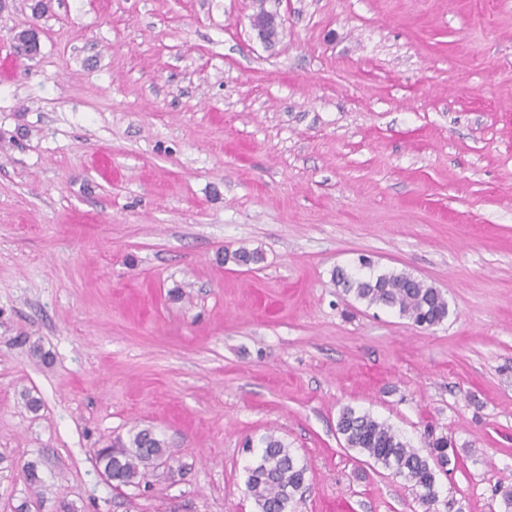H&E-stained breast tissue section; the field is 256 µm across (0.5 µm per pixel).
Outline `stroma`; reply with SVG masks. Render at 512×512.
<instances>
[{"label": "stroma", "instance_id": "stroma-1", "mask_svg": "<svg viewBox=\"0 0 512 512\" xmlns=\"http://www.w3.org/2000/svg\"><path fill=\"white\" fill-rule=\"evenodd\" d=\"M33 3L0 0V512H258L269 432L309 468L294 512H423L346 447L347 406L448 437L439 512H502L512 0ZM363 257L448 318L344 294ZM135 425L164 461L112 488L94 451ZM251 26L267 44H274L279 37V24L273 14L259 12L251 17ZM332 277L345 294L368 306L393 309L420 327L440 324L449 314L442 291L410 273L387 271L363 279L339 267Z\"/></svg>", "mask_w": 512, "mask_h": 512}]
</instances>
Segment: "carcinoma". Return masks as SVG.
<instances>
[{
  "label": "carcinoma",
  "mask_w": 512,
  "mask_h": 512,
  "mask_svg": "<svg viewBox=\"0 0 512 512\" xmlns=\"http://www.w3.org/2000/svg\"><path fill=\"white\" fill-rule=\"evenodd\" d=\"M332 277L345 294L369 306L393 309L420 327L440 324L449 314L442 291L410 273L387 271L363 279L339 267ZM337 428L347 447L411 483L425 512H435L437 476L448 465L447 437L428 431L426 453L422 454L392 426L352 407L342 410ZM260 445L256 460L247 468V490L259 512H290L296 494L305 485L308 467L298 463L288 446L272 434L262 437ZM165 448V442L151 429L133 427L127 439L118 437L96 449L95 460L111 473L116 484L135 486L147 479L149 469L156 468Z\"/></svg>",
  "instance_id": "carcinoma-1"
}]
</instances>
